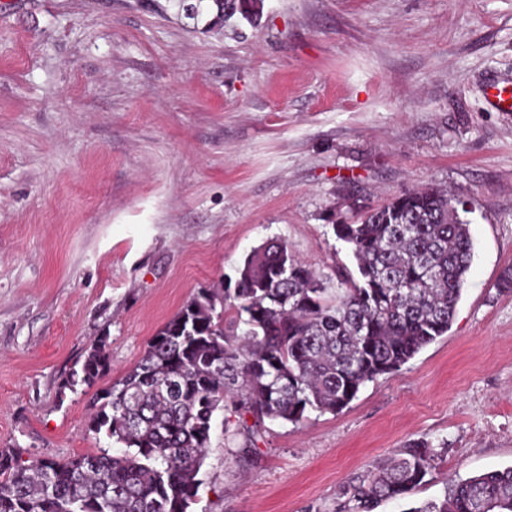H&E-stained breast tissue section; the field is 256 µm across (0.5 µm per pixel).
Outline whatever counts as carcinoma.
<instances>
[{"label": "carcinoma", "mask_w": 512, "mask_h": 512, "mask_svg": "<svg viewBox=\"0 0 512 512\" xmlns=\"http://www.w3.org/2000/svg\"><path fill=\"white\" fill-rule=\"evenodd\" d=\"M210 26L258 14L243 0H180ZM465 202L438 187L408 191L358 221L332 225L355 261L336 276L268 242L237 268L234 287L199 290L153 337L138 363L93 399L88 430L122 445L29 464L0 450V512H189L217 413L251 415L236 458L247 460L265 421L297 424L335 413L369 382L399 371L448 333L470 270ZM233 314L230 329L224 317ZM101 340L64 387L92 385L108 368ZM427 442L348 485L340 512H373L430 475ZM406 512H512V465L451 480L438 501Z\"/></svg>", "instance_id": "cac0c4a2"}]
</instances>
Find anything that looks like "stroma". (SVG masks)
<instances>
[{
    "mask_svg": "<svg viewBox=\"0 0 512 512\" xmlns=\"http://www.w3.org/2000/svg\"><path fill=\"white\" fill-rule=\"evenodd\" d=\"M512 0H263L212 30L179 0H0V449L64 460L202 288L278 241L352 267L332 225L438 185L470 209L474 256L453 323L336 413L268 423L235 456L225 411L192 512H337L343 487L427 441L400 502L512 465ZM109 369L68 390L91 345Z\"/></svg>",
    "mask_w": 512,
    "mask_h": 512,
    "instance_id": "1",
    "label": "stroma"
}]
</instances>
